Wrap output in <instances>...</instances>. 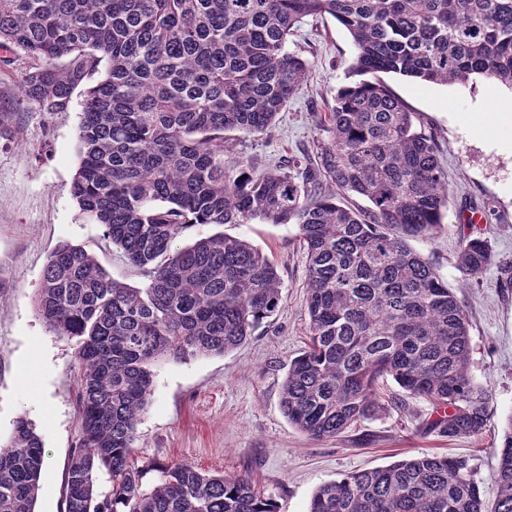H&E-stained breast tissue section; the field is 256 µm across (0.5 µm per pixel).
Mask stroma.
I'll return each mask as SVG.
<instances>
[{
    "instance_id": "35a3bbf8",
    "label": "stroma",
    "mask_w": 512,
    "mask_h": 512,
    "mask_svg": "<svg viewBox=\"0 0 512 512\" xmlns=\"http://www.w3.org/2000/svg\"><path fill=\"white\" fill-rule=\"evenodd\" d=\"M308 61L309 79L288 101L272 132L227 134L231 158L271 168L298 154L319 135L311 115L323 111L355 55V46L333 18L308 19L290 44ZM29 62L0 61V101L13 104L9 130L0 137V446L14 423L26 417L41 435L47 465L36 512H62V488L79 435L77 370L72 344L38 318L37 288L49 254L62 243L85 247L114 279L144 287L100 225L81 216L71 185L79 165L78 125L83 92L66 111L42 112L17 98ZM395 95L415 112L440 146L448 174L444 230L413 240L465 302L471 324L470 371L492 396L494 417L476 439L448 440L424 433L433 407L411 398L392 380L380 391L389 405L356 431L314 440L291 425L281 405V384L305 340V255L294 224H199L185 244L224 232L248 240L272 260L283 281L281 307L252 338L221 355L186 361L162 359L152 366L153 392L138 424L140 463L186 461L205 471L233 474L252 469L278 512H307L315 490L344 474L424 453L469 455L479 478L497 466L508 416L512 415V89L484 78L465 84H429L386 76ZM477 212L482 223L465 218ZM488 241L496 261L478 280L456 267L461 236Z\"/></svg>"
}]
</instances>
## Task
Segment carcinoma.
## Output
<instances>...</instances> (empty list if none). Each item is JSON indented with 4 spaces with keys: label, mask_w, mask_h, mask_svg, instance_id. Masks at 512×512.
Listing matches in <instances>:
<instances>
[{
    "label": "carcinoma",
    "mask_w": 512,
    "mask_h": 512,
    "mask_svg": "<svg viewBox=\"0 0 512 512\" xmlns=\"http://www.w3.org/2000/svg\"><path fill=\"white\" fill-rule=\"evenodd\" d=\"M326 15L356 46L350 81L312 113L327 138L270 170L227 164L224 134L270 133L308 80L288 40ZM0 52L30 60L19 98L43 112L85 88L72 196L146 281L131 288L69 243L43 269L37 314L74 344L79 370L64 512H277L248 471L148 467L134 453L151 365L233 350L281 305L277 267L247 240L175 248L197 224L298 225L308 341L281 408L299 431L356 429L386 410L379 381L391 378L438 408L427 430L483 433L490 397L470 374L468 311L410 246L443 230L448 174L383 76L512 89V0H0ZM456 262L476 279L494 256L464 235ZM496 456L489 510L471 457L423 454L322 484L309 512H512V416ZM45 466L41 436L17 418L0 448V512H35Z\"/></svg>",
    "instance_id": "obj_1"
}]
</instances>
